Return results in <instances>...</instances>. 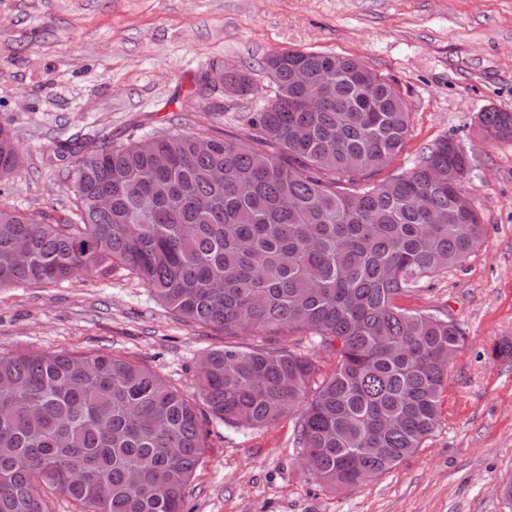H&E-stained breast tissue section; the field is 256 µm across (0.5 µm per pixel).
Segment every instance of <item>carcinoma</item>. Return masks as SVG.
I'll return each instance as SVG.
<instances>
[{"instance_id":"carcinoma-1","label":"carcinoma","mask_w":512,"mask_h":512,"mask_svg":"<svg viewBox=\"0 0 512 512\" xmlns=\"http://www.w3.org/2000/svg\"><path fill=\"white\" fill-rule=\"evenodd\" d=\"M310 73L317 94L294 86ZM260 73L215 72L254 103L242 124L263 144L176 131L76 156L75 221L0 204V289L51 285L99 268L137 276L182 322L227 336L305 333L336 354L315 364L286 347L226 345L198 358L189 398L152 369L96 353L0 355V512H48L44 492L79 512H185L205 425L262 428L314 395L297 423L308 472L333 492L390 471L437 428L448 365L466 336L446 315L398 300L460 265L486 225L462 189L470 158L454 137L375 176L411 129L399 91L354 57L269 55ZM512 141V112L478 115ZM0 125V183L20 173ZM512 359V336L490 347Z\"/></svg>"}]
</instances>
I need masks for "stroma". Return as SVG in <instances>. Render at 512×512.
Returning a JSON list of instances; mask_svg holds the SVG:
<instances>
[{"instance_id": "1", "label": "stroma", "mask_w": 512, "mask_h": 512, "mask_svg": "<svg viewBox=\"0 0 512 512\" xmlns=\"http://www.w3.org/2000/svg\"><path fill=\"white\" fill-rule=\"evenodd\" d=\"M303 48L357 57L400 91L411 133L382 177L446 134L470 156L463 188L487 234L461 266L399 301L448 315L467 341L448 369L440 426L389 472L349 492L322 488L301 464L299 406L260 429L213 421L185 512H512L502 494L512 359L487 355L512 336V142L483 140L474 122L489 107L512 112V0H0V125L24 154L0 203L50 220L74 211L61 149L71 135L96 147L158 130L252 145L236 120L248 103L210 73ZM231 340L299 349L323 377L336 365L300 334L231 339L183 323L121 269L0 289V355L108 352L191 396L200 353Z\"/></svg>"}]
</instances>
